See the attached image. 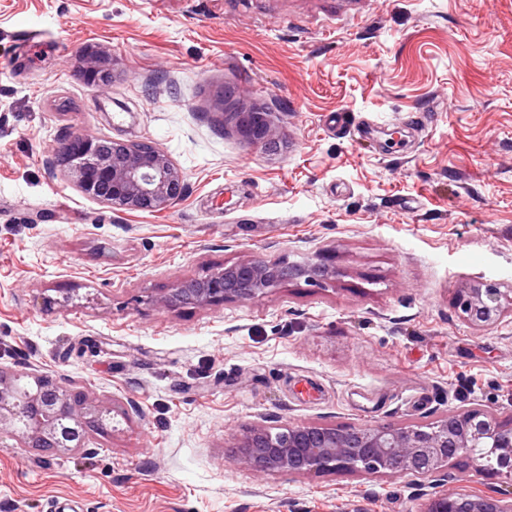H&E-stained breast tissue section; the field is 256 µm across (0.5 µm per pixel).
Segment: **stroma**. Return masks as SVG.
<instances>
[{"mask_svg": "<svg viewBox=\"0 0 512 512\" xmlns=\"http://www.w3.org/2000/svg\"><path fill=\"white\" fill-rule=\"evenodd\" d=\"M112 60L80 71L85 47ZM263 111L279 142L244 139ZM350 123L330 127L328 113ZM146 142L185 176L121 212L55 163L73 134ZM328 259L251 301L170 308L180 279ZM512 0H0V366L122 414L87 450L0 439V512H423V487L258 474L244 428L512 421ZM111 59L103 51L88 49L83 56L82 72L89 81H108L111 78ZM237 126L241 134L251 142L266 143L277 149L276 143L271 139V130L263 112H238L235 115ZM455 305L467 323L477 328L496 324L507 312L512 315V296L505 304V295L498 283L476 282L455 293Z\"/></svg>", "mask_w": 512, "mask_h": 512, "instance_id": "1", "label": "stroma"}]
</instances>
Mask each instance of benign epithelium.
Wrapping results in <instances>:
<instances>
[{"instance_id": "obj_1", "label": "benign epithelium", "mask_w": 512, "mask_h": 512, "mask_svg": "<svg viewBox=\"0 0 512 512\" xmlns=\"http://www.w3.org/2000/svg\"><path fill=\"white\" fill-rule=\"evenodd\" d=\"M111 59L91 48L82 72L94 82L109 80ZM249 141L276 143L265 114H236ZM68 176L85 195L114 209L159 212L179 200L184 176L163 151L144 142L73 135L60 151ZM303 278L321 283L336 278V267L313 263L292 268L267 260H247L204 278L180 280L163 302L169 307L210 306L226 300H251L283 282ZM455 305L477 328L512 313V297L494 282H477L455 293ZM110 409L83 391L46 375L16 373L0 366V434L30 448L68 452L85 447L88 435L107 429ZM233 457L260 473L310 474L341 470L366 475L404 476L428 481L423 512H512V497L495 491L450 492L448 468L466 463L474 471L512 487V424L479 410L450 411L426 426L370 425L344 431L335 427L293 425L278 432L255 425L244 430Z\"/></svg>"}]
</instances>
